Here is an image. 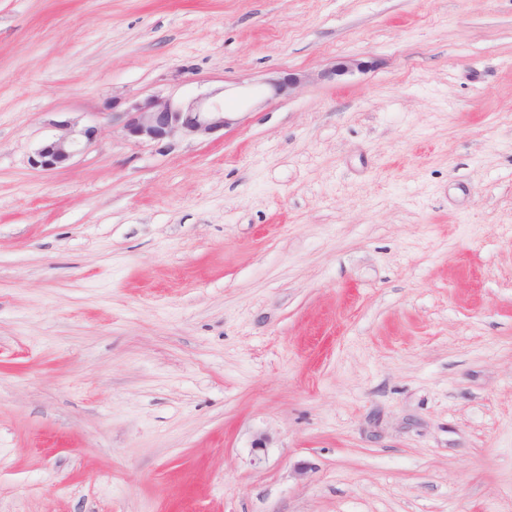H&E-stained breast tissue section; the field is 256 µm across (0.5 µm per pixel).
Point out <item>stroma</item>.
<instances>
[{
    "label": "stroma",
    "mask_w": 512,
    "mask_h": 512,
    "mask_svg": "<svg viewBox=\"0 0 512 512\" xmlns=\"http://www.w3.org/2000/svg\"><path fill=\"white\" fill-rule=\"evenodd\" d=\"M0 512H512V0H0ZM369 67L368 61L357 59L340 58L330 68L324 70L322 77L328 80L336 79V77L352 74L355 71H364ZM301 82L302 77L298 72L288 71L276 78L267 79L265 83L268 86L271 98H275L289 95V92L300 86ZM125 138L137 144L171 147L177 140L211 136L232 124L224 103L195 98L173 101L150 96L134 101L119 112H112ZM61 134L43 140L29 158V165L41 171L63 168L73 157L96 142L100 127L95 122L79 125L70 120L59 121Z\"/></svg>",
    "instance_id": "stroma-1"
}]
</instances>
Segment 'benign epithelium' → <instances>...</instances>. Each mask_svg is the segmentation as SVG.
<instances>
[{
    "instance_id": "obj_1",
    "label": "benign epithelium",
    "mask_w": 512,
    "mask_h": 512,
    "mask_svg": "<svg viewBox=\"0 0 512 512\" xmlns=\"http://www.w3.org/2000/svg\"><path fill=\"white\" fill-rule=\"evenodd\" d=\"M371 62L340 58L322 77H337L364 71ZM302 82L297 72L288 71L266 80L270 96L275 98L289 94ZM119 121L125 138L137 144H153L171 147L180 139L211 136L232 124L224 105L219 102L205 103L204 99L174 101L170 98L150 96L134 101L119 112L112 113ZM61 133L43 140L29 158V165L41 171L63 168L73 157L96 142L100 127L95 122L82 125L63 120L56 124Z\"/></svg>"
}]
</instances>
